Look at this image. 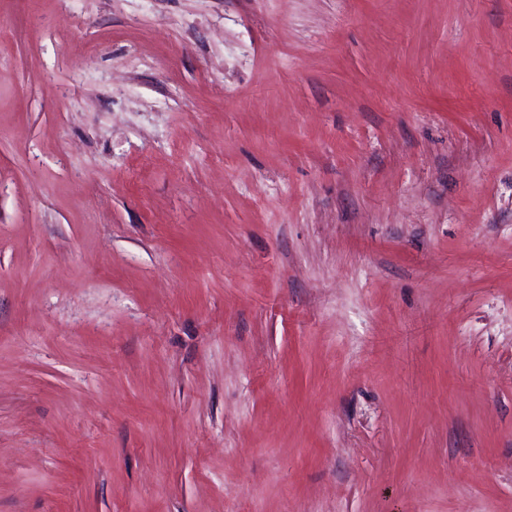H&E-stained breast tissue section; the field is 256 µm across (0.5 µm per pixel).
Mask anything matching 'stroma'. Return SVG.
Masks as SVG:
<instances>
[{
	"instance_id": "1",
	"label": "stroma",
	"mask_w": 512,
	"mask_h": 512,
	"mask_svg": "<svg viewBox=\"0 0 512 512\" xmlns=\"http://www.w3.org/2000/svg\"><path fill=\"white\" fill-rule=\"evenodd\" d=\"M0 512H512V0H0Z\"/></svg>"
}]
</instances>
